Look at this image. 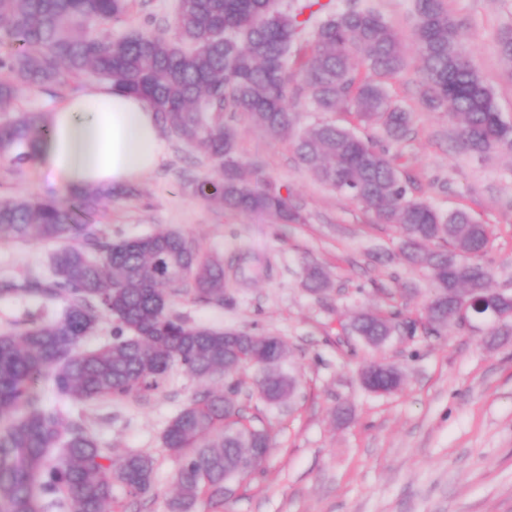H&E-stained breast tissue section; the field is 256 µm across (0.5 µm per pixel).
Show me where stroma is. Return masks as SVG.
<instances>
[{
	"label": "stroma",
	"mask_w": 512,
	"mask_h": 512,
	"mask_svg": "<svg viewBox=\"0 0 512 512\" xmlns=\"http://www.w3.org/2000/svg\"><path fill=\"white\" fill-rule=\"evenodd\" d=\"M332 11L371 7L411 36L414 0H329ZM474 65L512 123V66L498 36L512 27V0H447ZM176 0H132L122 22L104 24L119 36L172 23ZM86 76L63 88L20 86L16 106L52 113L75 92L95 85ZM411 113V133L393 147L411 198L439 211L469 210L488 225L484 257L493 289L512 292V152L477 157L457 146V126L420 101V77L408 63L388 86ZM299 128L329 121L384 144L381 129L358 125L346 112L295 105ZM238 154L248 176L270 181L301 211L302 224H275L208 203L198 186L219 179L200 152L165 137L159 165L94 215L112 238L161 227L193 239L201 253L224 262V304L181 295L174 310L196 324L278 336L281 363L296 377L294 399H259L255 372L245 369L202 382L173 368L147 401L61 403L50 387L41 402L65 405L83 419L113 458L143 452L155 459L154 492L126 501V512H166L178 462L164 449L170 419L203 389L239 383L237 396L253 426L268 428L273 445L253 474L230 481L222 501L203 512H512V319L449 320L432 331L424 306L432 289L426 269L406 263L399 231L322 184L296 156L293 138L274 139L237 116ZM67 200L70 192L41 180L37 163L16 170L0 163V196ZM57 243L0 238V279L47 269ZM316 265L326 290L311 293L306 269ZM386 305L417 324L414 335L372 348L350 335L362 310ZM393 365L399 388L379 395L362 383L372 361Z\"/></svg>",
	"instance_id": "obj_1"
}]
</instances>
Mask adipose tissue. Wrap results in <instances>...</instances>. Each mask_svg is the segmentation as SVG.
<instances>
[{"instance_id": "obj_1", "label": "adipose tissue", "mask_w": 512, "mask_h": 512, "mask_svg": "<svg viewBox=\"0 0 512 512\" xmlns=\"http://www.w3.org/2000/svg\"><path fill=\"white\" fill-rule=\"evenodd\" d=\"M50 125L34 153L42 172L66 190H120L160 162L162 130L151 102L117 84L71 96Z\"/></svg>"}]
</instances>
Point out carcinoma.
<instances>
[{"mask_svg": "<svg viewBox=\"0 0 512 512\" xmlns=\"http://www.w3.org/2000/svg\"><path fill=\"white\" fill-rule=\"evenodd\" d=\"M130 0H0V39L14 50L0 56V105L13 115L0 123V160L21 168L34 143L50 132L48 116L13 108L16 84L65 86L84 75L114 82L150 99L164 130L210 158L221 179L199 185L218 206L298 223L301 216L269 183L244 180L237 154L236 116L246 115L272 138L297 126L288 100L307 92L319 112H352L387 140L410 131L411 114L395 105L387 84L405 62L406 44L380 14L357 6L325 13L320 0H297L285 12L276 0H177L173 34L131 31L104 36L100 26L126 17ZM313 24L312 54L296 73L288 55ZM411 46L420 63L428 108L460 125L459 147L484 155L512 149V124L502 120L491 88L463 46L447 0H415ZM299 161L325 185L395 224L403 255L430 269L434 291L425 305L428 325L448 323L467 288L488 290L482 263L491 231L464 209L447 214L412 199L389 149L354 130L322 123L295 141ZM69 203L26 196L0 198V236L62 241L47 272L0 280V297H28L53 308L50 319L29 316L21 331L0 332V512H116L114 489L147 496L154 489L151 456L129 453L112 461L84 423L42 406L37 390L48 381L77 402L144 399L173 365L206 380L246 364L259 371L256 391L269 403L294 392L280 371L286 345L276 336H226L221 328L191 324L170 310L189 289L224 305V263L201 256L197 245L171 228L112 240L91 223L112 192L82 191ZM442 244L437 250L431 244ZM400 313L358 314L351 329L378 347L395 333ZM104 320L110 340L81 349ZM399 371L374 362L365 387L389 393ZM237 401L207 391L185 405L163 433L167 452L180 459L178 494L167 512H197L224 498V482L253 473L271 445L264 428L247 427Z\"/></svg>", "mask_w": 512, "mask_h": 512, "instance_id": "obj_1", "label": "carcinoma"}]
</instances>
